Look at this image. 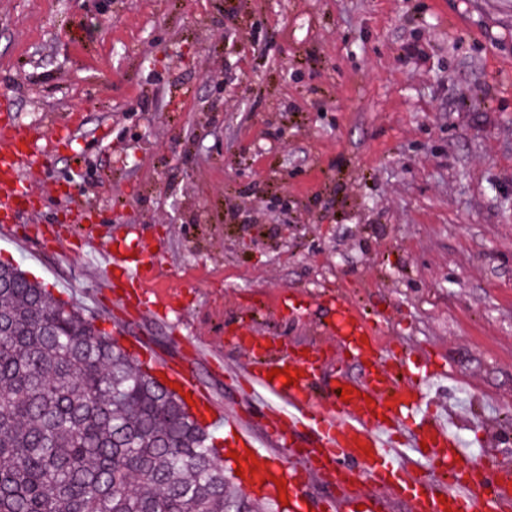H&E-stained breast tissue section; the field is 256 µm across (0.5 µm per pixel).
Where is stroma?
Masks as SVG:
<instances>
[{
  "mask_svg": "<svg viewBox=\"0 0 512 512\" xmlns=\"http://www.w3.org/2000/svg\"><path fill=\"white\" fill-rule=\"evenodd\" d=\"M0 95L35 161L0 261L233 409L252 335L327 351L317 390L356 372L341 294L512 459V0H0ZM100 262L104 263L105 270L122 268L123 273L134 269L136 275L142 267V260L122 254L118 249L106 248L99 253Z\"/></svg>",
  "mask_w": 512,
  "mask_h": 512,
  "instance_id": "1",
  "label": "stroma"
}]
</instances>
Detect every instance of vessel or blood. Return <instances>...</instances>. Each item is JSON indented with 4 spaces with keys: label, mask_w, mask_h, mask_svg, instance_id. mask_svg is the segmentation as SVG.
<instances>
[{
    "label": "vessel or blood",
    "mask_w": 512,
    "mask_h": 512,
    "mask_svg": "<svg viewBox=\"0 0 512 512\" xmlns=\"http://www.w3.org/2000/svg\"><path fill=\"white\" fill-rule=\"evenodd\" d=\"M32 166L27 133L0 128V215L9 216L21 204L24 174ZM99 260L108 270L142 266L141 259L115 248L101 250ZM324 303L335 314L329 331L342 353L360 361L359 376L340 375L335 391L318 397L313 384L324 359L321 351L286 361L257 337L237 370L250 385L249 402L260 405L271 422V453L254 454L255 439L240 413H225L182 366L167 360L156 364L169 382L190 394L209 424L229 427L224 450L235 453L234 466L244 471L242 484L271 491L284 486L288 512H308L304 492L315 478L336 488L335 498L323 502L324 512H386L397 498L411 502L414 512H512V463L485 466L465 453L459 438L430 410L429 381L443 374V367L430 354L410 363L402 352L380 345L377 321L344 298L331 294ZM289 374L297 381L288 387ZM299 434L306 440L298 448L293 438Z\"/></svg>",
    "instance_id": "1"
}]
</instances>
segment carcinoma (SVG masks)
I'll return each mask as SVG.
<instances>
[{
    "mask_svg": "<svg viewBox=\"0 0 512 512\" xmlns=\"http://www.w3.org/2000/svg\"><path fill=\"white\" fill-rule=\"evenodd\" d=\"M112 331L0 261V512H262Z\"/></svg>",
    "mask_w": 512,
    "mask_h": 512,
    "instance_id": "carcinoma-1",
    "label": "carcinoma"
}]
</instances>
